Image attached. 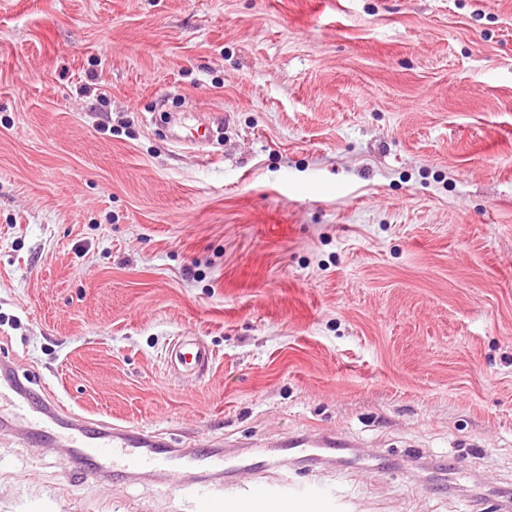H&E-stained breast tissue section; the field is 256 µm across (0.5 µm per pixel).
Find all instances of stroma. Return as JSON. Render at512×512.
Segmentation results:
<instances>
[{
    "instance_id": "35a3bbf8",
    "label": "stroma",
    "mask_w": 512,
    "mask_h": 512,
    "mask_svg": "<svg viewBox=\"0 0 512 512\" xmlns=\"http://www.w3.org/2000/svg\"><path fill=\"white\" fill-rule=\"evenodd\" d=\"M0 359L176 471L0 424V512H512V0H0ZM174 360L183 372L193 375L209 366L212 360V353L209 348L200 345L189 337L178 339L173 347ZM98 431H91L86 424L74 417L70 423L71 448L79 449L93 462L86 470L92 479H102L112 474L162 471L171 467L168 454L163 452L156 435L121 432L108 424H101ZM335 512L336 500L304 486L237 482L219 493L197 487L194 512Z\"/></svg>"
}]
</instances>
